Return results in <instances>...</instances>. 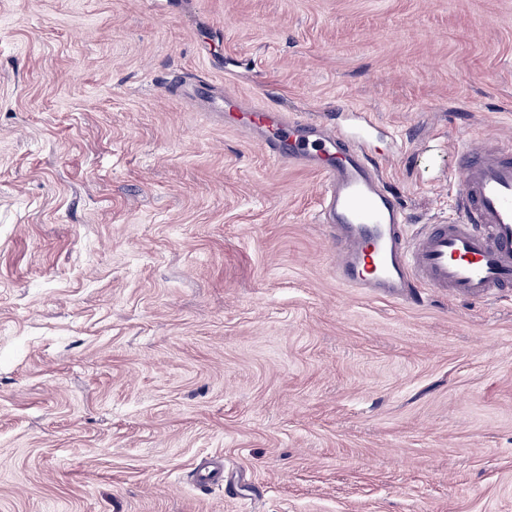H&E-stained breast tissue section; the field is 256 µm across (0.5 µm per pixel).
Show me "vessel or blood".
<instances>
[{"label":"vessel or blood","instance_id":"b4317fda","mask_svg":"<svg viewBox=\"0 0 512 512\" xmlns=\"http://www.w3.org/2000/svg\"><path fill=\"white\" fill-rule=\"evenodd\" d=\"M224 110L238 130L264 129L261 145L268 157L316 162L326 186L322 222L334 235L341 284L397 300L412 299L424 286L471 300L512 288L511 140L458 145L456 217L427 225L410 239L399 199L361 137L268 106L243 109L230 91Z\"/></svg>","mask_w":512,"mask_h":512}]
</instances>
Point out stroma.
<instances>
[{"mask_svg": "<svg viewBox=\"0 0 512 512\" xmlns=\"http://www.w3.org/2000/svg\"><path fill=\"white\" fill-rule=\"evenodd\" d=\"M228 89L374 121L413 236L512 138V0H0V512H512V290L340 286Z\"/></svg>", "mask_w": 512, "mask_h": 512, "instance_id": "1", "label": "stroma"}]
</instances>
